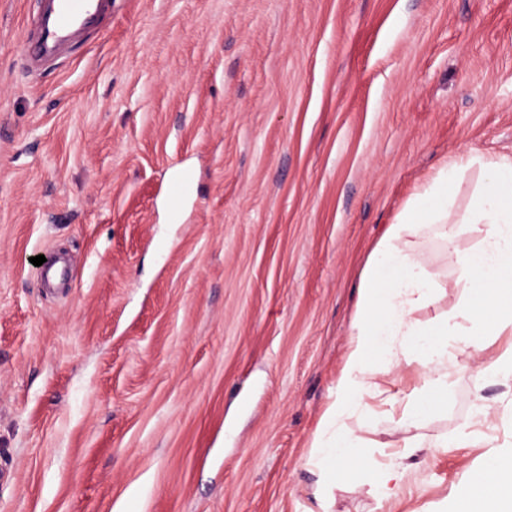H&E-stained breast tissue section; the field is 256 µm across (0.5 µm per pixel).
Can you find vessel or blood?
<instances>
[{
  "label": "vessel or blood",
  "instance_id": "b4317fda",
  "mask_svg": "<svg viewBox=\"0 0 512 512\" xmlns=\"http://www.w3.org/2000/svg\"><path fill=\"white\" fill-rule=\"evenodd\" d=\"M112 0H48L38 39L23 46L27 60L54 56L110 11Z\"/></svg>",
  "mask_w": 512,
  "mask_h": 512
}]
</instances>
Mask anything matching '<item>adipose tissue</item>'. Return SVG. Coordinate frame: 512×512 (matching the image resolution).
<instances>
[{
    "mask_svg": "<svg viewBox=\"0 0 512 512\" xmlns=\"http://www.w3.org/2000/svg\"><path fill=\"white\" fill-rule=\"evenodd\" d=\"M471 184L466 205L457 195ZM438 238L456 287L469 298L468 321L420 325L416 310L434 304L441 273L423 262L425 240ZM512 333V157L466 150L442 162L410 196L395 222L372 250L359 283L337 397L322 417L311 456L324 483L349 480L368 470L378 497L387 499L406 481L409 467L375 460L367 442L351 430L348 413L374 394L378 377L392 367L418 365L425 384L404 398L403 426L448 409V366L459 346L483 349L492 334ZM454 512H512V455L490 457L473 477Z\"/></svg>",
    "mask_w": 512,
    "mask_h": 512,
    "instance_id": "1",
    "label": "adipose tissue"
}]
</instances>
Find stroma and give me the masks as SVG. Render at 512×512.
Masks as SVG:
<instances>
[{
    "instance_id": "35a3bbf8",
    "label": "stroma",
    "mask_w": 512,
    "mask_h": 512,
    "mask_svg": "<svg viewBox=\"0 0 512 512\" xmlns=\"http://www.w3.org/2000/svg\"><path fill=\"white\" fill-rule=\"evenodd\" d=\"M37 9L0 0V512H453L512 454V335L456 350L446 413L402 427L414 366L350 413L411 469L390 500L309 457L387 224L512 156V0H113L30 71Z\"/></svg>"
}]
</instances>
